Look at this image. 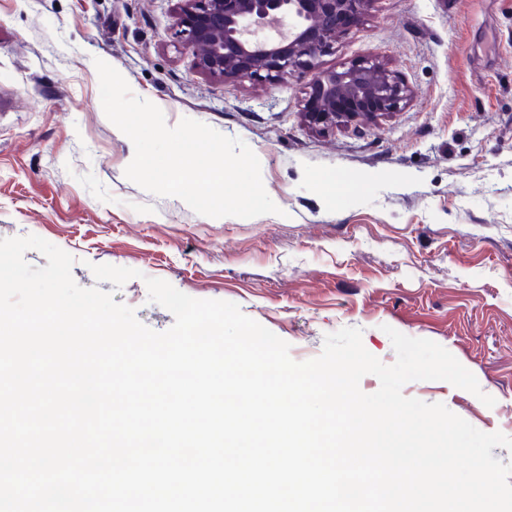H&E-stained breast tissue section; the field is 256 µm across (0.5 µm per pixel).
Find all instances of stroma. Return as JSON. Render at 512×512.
I'll return each instance as SVG.
<instances>
[{
    "instance_id": "35a3bbf8",
    "label": "stroma",
    "mask_w": 512,
    "mask_h": 512,
    "mask_svg": "<svg viewBox=\"0 0 512 512\" xmlns=\"http://www.w3.org/2000/svg\"><path fill=\"white\" fill-rule=\"evenodd\" d=\"M175 26L174 0H0V238L42 237L73 257L76 284L159 332L174 317L149 277L238 304L298 362L344 327L387 365V328L432 340L494 406L445 381L403 394L512 437V0H380L319 64L378 57L408 99L325 133L301 119L309 76L200 74ZM98 58L168 126L241 138L280 214L212 218L127 179L134 147L104 114ZM95 264L139 275L117 289Z\"/></svg>"
}]
</instances>
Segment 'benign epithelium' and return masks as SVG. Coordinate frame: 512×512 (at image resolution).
<instances>
[{"label": "benign epithelium", "instance_id": "1", "mask_svg": "<svg viewBox=\"0 0 512 512\" xmlns=\"http://www.w3.org/2000/svg\"><path fill=\"white\" fill-rule=\"evenodd\" d=\"M378 0H177V42L196 53V67L224 81L270 85L310 75L311 92L301 117L325 132L359 126L400 109L405 86L375 60L323 70L318 60L336 40L359 28ZM270 19L288 21V35L255 38Z\"/></svg>", "mask_w": 512, "mask_h": 512}]
</instances>
